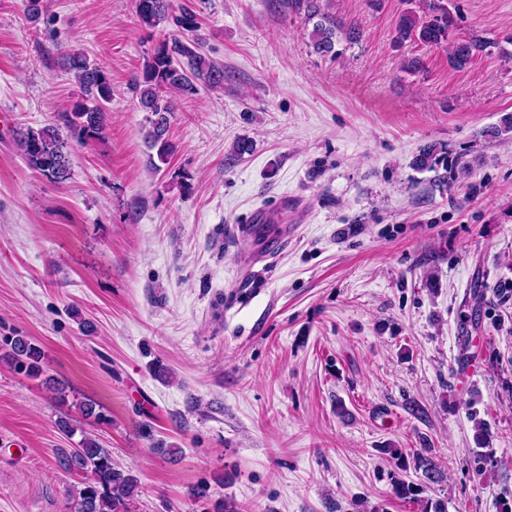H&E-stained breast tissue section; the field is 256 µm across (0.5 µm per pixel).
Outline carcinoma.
<instances>
[{"label":"carcinoma","instance_id":"carcinoma-1","mask_svg":"<svg viewBox=\"0 0 512 512\" xmlns=\"http://www.w3.org/2000/svg\"><path fill=\"white\" fill-rule=\"evenodd\" d=\"M426 11L419 15L410 10L401 14L396 26V41L440 45L448 42L454 20L441 0H425ZM296 8H306L309 18H318L311 38L314 49L329 54L334 48L336 18L320 12L314 0H294ZM135 14L141 27L155 30L169 25L174 34L163 37L146 57L141 71L135 75L130 91L138 99L140 108L148 113L144 140L154 169L169 163L175 146L168 139L170 116L175 112L173 96L194 94L198 84L212 90L224 85V68L203 51L205 37L200 33L197 14L187 8L172 9L170 0H135ZM450 43V42H448ZM487 44L477 39H459L450 43V63L462 70L473 58L484 51ZM64 70L73 75L78 87V97L70 104L63 117V126H47L30 130L19 140V148L27 164L48 180L60 183L69 178L70 162L67 142H86L103 136L107 108L112 101V78L103 68L91 63L77 51L61 55ZM437 148L429 146L415 157L413 164L420 170H433L438 164ZM5 352L0 359L8 362L18 373L36 379L43 373L44 352L27 336L3 339ZM401 471L413 469L427 482L435 483L440 472L433 459L421 452L407 457L396 448H385ZM69 470L90 473L78 492L74 512H130L138 480L130 472L116 466L112 454L86 435L78 448L63 458ZM394 493L415 500L422 488L413 482L399 479L393 484Z\"/></svg>","mask_w":512,"mask_h":512}]
</instances>
